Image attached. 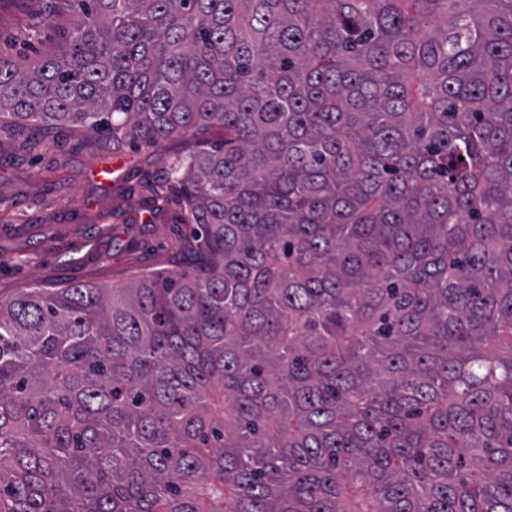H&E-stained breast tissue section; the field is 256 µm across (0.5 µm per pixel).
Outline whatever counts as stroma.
Wrapping results in <instances>:
<instances>
[{"label": "stroma", "instance_id": "stroma-1", "mask_svg": "<svg viewBox=\"0 0 512 512\" xmlns=\"http://www.w3.org/2000/svg\"><path fill=\"white\" fill-rule=\"evenodd\" d=\"M49 13L40 32L31 15ZM76 14L69 0H0V54L35 57L60 49ZM21 136L0 130V298L37 285H120L152 270H183L177 246L187 231L176 213L112 212L120 192L148 196L155 174L185 143L126 149L83 130L47 138L32 154Z\"/></svg>", "mask_w": 512, "mask_h": 512}]
</instances>
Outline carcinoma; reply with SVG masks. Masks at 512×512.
Masks as SVG:
<instances>
[{"label":"carcinoma","instance_id":"1","mask_svg":"<svg viewBox=\"0 0 512 512\" xmlns=\"http://www.w3.org/2000/svg\"><path fill=\"white\" fill-rule=\"evenodd\" d=\"M73 2L0 127L186 142L195 270L0 299V512H512V0Z\"/></svg>","mask_w":512,"mask_h":512}]
</instances>
